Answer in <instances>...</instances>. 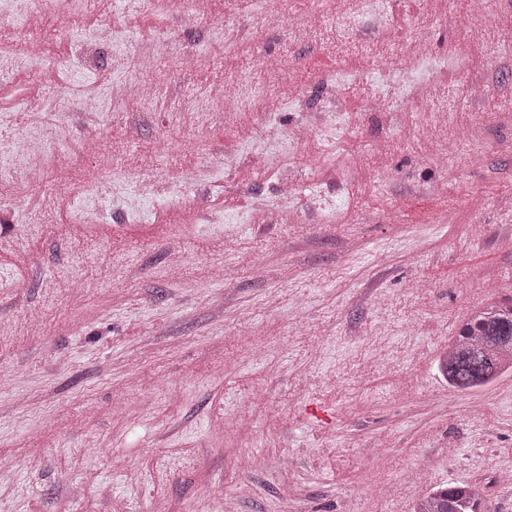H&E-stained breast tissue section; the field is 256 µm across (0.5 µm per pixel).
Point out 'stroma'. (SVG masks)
Listing matches in <instances>:
<instances>
[{"label":"stroma","instance_id":"stroma-1","mask_svg":"<svg viewBox=\"0 0 512 512\" xmlns=\"http://www.w3.org/2000/svg\"><path fill=\"white\" fill-rule=\"evenodd\" d=\"M208 7L210 16L173 22L164 93L149 111L116 98L101 113L96 128L118 141L117 163L159 172L236 150L222 112L176 124L182 96L214 77L190 56L224 54L208 40L209 22L252 25L254 57L287 51L312 72L306 108L279 115L285 133L330 100L316 73L340 59L370 71L385 61L339 36L319 0H288L320 29L298 44L256 28L247 0ZM92 11L122 19L130 42L152 32L151 18L126 0H95ZM490 19L497 45H464L447 87L452 109L436 115L448 128L447 163L428 161L421 138L404 140L379 117L352 119L338 147L344 158L381 140L395 150L355 185L346 223L307 216L309 157L292 189L294 224L220 227L225 210L245 211L272 192L270 179L185 191L194 209L116 222L101 239L57 208L49 182L23 195L0 191V278L19 271L28 282L0 288V370L22 378L0 386V512H412L426 491L451 482L480 484L492 512H512V482L495 476L512 465V378L464 397L437 368L472 305L512 298V249L503 245L512 209L502 205L512 198V0H494ZM91 56V71L63 68L45 86L59 111H84L96 85L111 80L109 50ZM477 75L501 110L466 97ZM129 126L136 141L122 136ZM163 137L171 154L153 155ZM34 205L46 221L28 249L12 250ZM228 233L236 249H225ZM175 257L178 280L166 272ZM217 261L220 279L209 274ZM67 269L85 272L84 299L61 287ZM414 283L426 291L409 294ZM121 403L128 413L114 417ZM130 469L147 476L130 484ZM208 482L219 495L199 496ZM245 482L252 490L243 495ZM285 484L294 489L287 500Z\"/></svg>","mask_w":512,"mask_h":512}]
</instances>
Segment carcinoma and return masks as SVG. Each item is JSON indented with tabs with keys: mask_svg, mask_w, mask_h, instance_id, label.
Wrapping results in <instances>:
<instances>
[{
	"mask_svg": "<svg viewBox=\"0 0 512 512\" xmlns=\"http://www.w3.org/2000/svg\"><path fill=\"white\" fill-rule=\"evenodd\" d=\"M512 354V302L491 301L469 313L457 336L438 361L440 374L457 389L474 391L501 377L503 359ZM485 490L450 483L431 489L414 512H487Z\"/></svg>",
	"mask_w": 512,
	"mask_h": 512,
	"instance_id": "carcinoma-1",
	"label": "carcinoma"
}]
</instances>
